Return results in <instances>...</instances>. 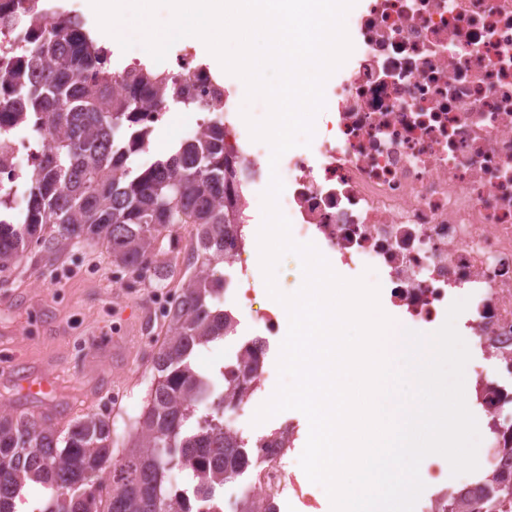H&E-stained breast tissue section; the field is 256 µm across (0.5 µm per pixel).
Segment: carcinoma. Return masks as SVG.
<instances>
[{
    "mask_svg": "<svg viewBox=\"0 0 512 512\" xmlns=\"http://www.w3.org/2000/svg\"><path fill=\"white\" fill-rule=\"evenodd\" d=\"M10 3L29 41L23 61H0V125L37 116L53 135L41 148L20 222L0 220V273L32 244L56 255L97 240L113 265L133 272L152 265L159 278L179 280L181 293L153 357L148 409L119 466L112 467L109 415H87L61 430L48 417L0 405V512H17L30 481L50 490L40 512H154L156 504L160 512H219L217 489L250 463L249 441L225 428L224 413L255 380L262 347L249 349L220 382L198 371L192 356L234 327L229 313L214 308L223 293L214 268L237 233L241 165L224 153L218 121L167 158L132 169L131 156L147 151L151 136L133 129L136 112L194 99L156 69L111 72L105 49L76 18L51 17L35 0ZM176 224L197 225L184 271L154 249ZM174 469L187 472L192 496L168 485ZM240 512L273 510L253 495ZM442 512H512V477L493 473L477 491L448 498Z\"/></svg>",
    "mask_w": 512,
    "mask_h": 512,
    "instance_id": "carcinoma-1",
    "label": "carcinoma"
}]
</instances>
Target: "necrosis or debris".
Masks as SVG:
<instances>
[{"instance_id":"1","label":"necrosis or debris","mask_w":512,"mask_h":512,"mask_svg":"<svg viewBox=\"0 0 512 512\" xmlns=\"http://www.w3.org/2000/svg\"><path fill=\"white\" fill-rule=\"evenodd\" d=\"M348 35L353 50L326 82L320 129L309 147L280 158L279 207L296 237L316 242L348 278L374 276L396 329L437 331L450 305L467 299L455 325L476 351L464 370L467 404L488 419L478 456L512 473L503 450L512 444V391L480 367L495 360L512 378V0H361ZM161 69L231 112L232 90L191 46ZM47 139L40 120L0 127L1 192L20 200ZM224 148L245 165V183L267 187L266 143L228 125ZM283 429L253 483L274 512H311L314 484L281 465L299 426ZM449 469L441 455L423 459L414 512H438L475 484Z\"/></svg>"}]
</instances>
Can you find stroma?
Returning a JSON list of instances; mask_svg holds the SVG:
<instances>
[{
  "instance_id": "35a3bbf8",
  "label": "stroma",
  "mask_w": 512,
  "mask_h": 512,
  "mask_svg": "<svg viewBox=\"0 0 512 512\" xmlns=\"http://www.w3.org/2000/svg\"><path fill=\"white\" fill-rule=\"evenodd\" d=\"M216 271L228 285L222 307L238 326L196 354L198 370L213 375L234 362L246 341L264 335L236 301L239 265L222 263ZM154 287V281L129 271L116 275L105 246L93 241L50 258L28 248L0 274V402L36 417L50 411L63 425L108 412L112 461L121 463L155 386L152 359L164 331L155 329L156 342L149 345L144 325ZM31 380L48 382V392L28 389ZM118 390L123 399H115ZM253 416L251 410L234 409L224 418L251 441L290 419L308 423L296 410L258 425Z\"/></svg>"
}]
</instances>
